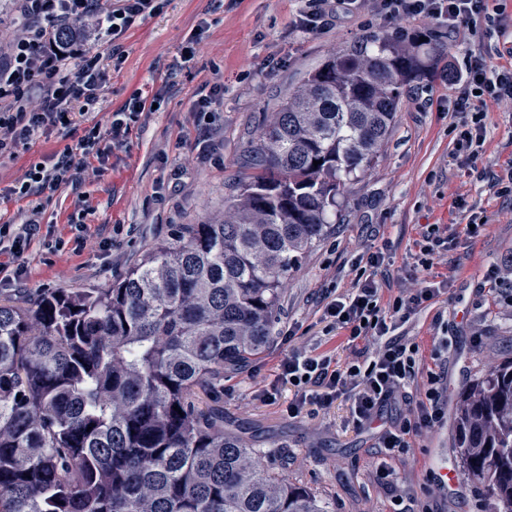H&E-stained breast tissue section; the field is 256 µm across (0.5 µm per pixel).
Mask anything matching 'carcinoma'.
Segmentation results:
<instances>
[{
  "instance_id": "cac0c4a2",
  "label": "carcinoma",
  "mask_w": 512,
  "mask_h": 512,
  "mask_svg": "<svg viewBox=\"0 0 512 512\" xmlns=\"http://www.w3.org/2000/svg\"><path fill=\"white\" fill-rule=\"evenodd\" d=\"M418 76L380 34L332 55L252 142L222 217L106 288L0 298V512H327L224 430V371L269 347L283 280ZM454 427L464 475L512 512V360L459 398Z\"/></svg>"
}]
</instances>
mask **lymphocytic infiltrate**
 Masks as SVG:
<instances>
[{
  "instance_id": "lymphocytic-infiltrate-1",
  "label": "lymphocytic infiltrate",
  "mask_w": 512,
  "mask_h": 512,
  "mask_svg": "<svg viewBox=\"0 0 512 512\" xmlns=\"http://www.w3.org/2000/svg\"><path fill=\"white\" fill-rule=\"evenodd\" d=\"M21 19L7 51L0 54V158H17L47 129H68L74 123V105L93 107L100 98L103 72L100 52L80 49L87 35L110 39L112 61H125L121 40L126 33L162 11L166 0H14ZM490 0H306L298 26L320 31L334 18L356 11L373 18H427L449 32L467 28L487 37L505 31L502 9H490ZM455 93L448 101L452 112L465 115L455 140V156L473 163L486 139L488 102L512 100V66L492 64L483 51L466 52L453 69ZM147 110V99L133 92L111 112L107 122H91L76 144L64 145L40 160L30 161L23 179L6 189L9 197L28 200L26 218L18 224L0 225V247L22 256L40 231L41 216L56 192L76 184L88 159H103L104 142H119L131 124ZM383 252L369 253L368 275L357 277L349 292L324 302L322 321L327 329H342L355 344L354 358L338 365L332 356L295 351L279 363V376L296 390L289 416L330 407L345 398L356 424L377 419L385 406L407 400L415 378L418 345L400 336L397 329L441 290L428 282L412 293L383 300L375 273L384 264ZM366 349H359V342ZM438 374L427 377L414 410L399 423L384 428L377 437L379 482L387 494L399 491L385 463L387 457L408 447V437L421 427L434 425L441 416Z\"/></svg>"
}]
</instances>
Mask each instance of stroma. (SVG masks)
I'll list each match as a JSON object with an SVG mask.
<instances>
[{"instance_id":"stroma-1","label":"stroma","mask_w":512,"mask_h":512,"mask_svg":"<svg viewBox=\"0 0 512 512\" xmlns=\"http://www.w3.org/2000/svg\"><path fill=\"white\" fill-rule=\"evenodd\" d=\"M303 7V0H167L160 14L129 31L122 41L126 60L118 70L105 65L92 114L106 119L136 90L159 98L160 106L143 115L123 142L111 145L104 162L86 164L79 190L60 188L22 257L0 254V263L26 270L22 283L0 285V297L105 287L121 279L147 245L168 240L177 225L221 216L225 198L251 172V141L288 91L329 55L353 51L371 34L389 36L405 27L423 38L421 76L405 88L377 161L340 199L331 232L284 281L273 342L244 368L225 371L224 427L257 448L260 465L280 461L283 478L311 489L328 512H397L399 505L376 478L373 445L383 427L408 416L409 405L387 406L363 426L353 422L342 399L292 418L288 404L294 389L279 379L278 364L292 349L326 353L341 364L351 360L354 348L344 331L324 330L323 294L346 293L361 258L376 250L386 255L378 271L383 296L417 288L423 274L413 257L427 225L436 224L448 247L437 253L431 273L448 280L449 287L401 332L420 347L408 393H419L428 372L441 374L443 416L410 436L409 448L389 466L412 512H494L490 496L461 475L459 495L450 496L440 482L437 456L446 449L448 467L460 474L455 398L512 358V308L484 281L489 267L512 261V199L489 191L478 170L454 158L452 127L461 117L448 110L454 95L449 65L460 64L468 49L480 46L492 55L503 44L464 28L450 36L428 19L397 22L365 14L343 15L325 30L307 33L294 25ZM190 41L196 53L186 62L182 49ZM207 83L221 84L224 93L201 112L197 93ZM83 123L76 117L69 132L51 130L28 154L1 159L0 188L20 180L30 159L76 143ZM485 123L481 164L506 173L512 168V102L489 104ZM459 198L468 209L456 208ZM78 201L88 211L86 244L77 253L50 252L45 239L70 238L68 215ZM474 214L488 219L481 236H456L458 225ZM447 334L456 339L449 351L439 344Z\"/></svg>"}]
</instances>
